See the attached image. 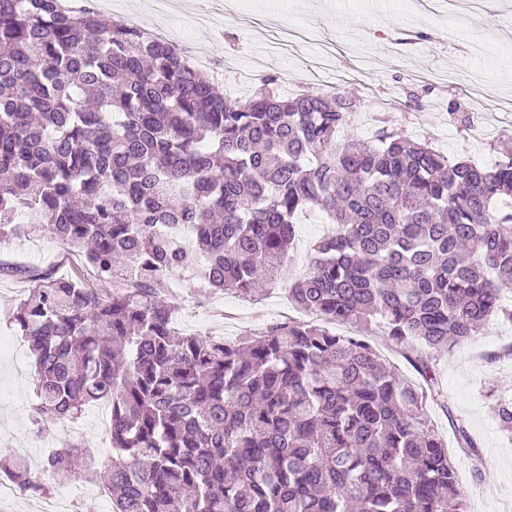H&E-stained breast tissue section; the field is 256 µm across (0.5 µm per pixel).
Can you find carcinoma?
I'll use <instances>...</instances> for the list:
<instances>
[{
    "label": "carcinoma",
    "mask_w": 512,
    "mask_h": 512,
    "mask_svg": "<svg viewBox=\"0 0 512 512\" xmlns=\"http://www.w3.org/2000/svg\"><path fill=\"white\" fill-rule=\"evenodd\" d=\"M353 102L284 96L269 75L218 92L168 42L61 0H0V243L39 224L103 284L35 274L13 320L47 420L110 407L112 466L80 469L63 443L31 468L105 486L113 512H463L448 448L425 418L442 397L434 353L467 343L512 288V152L490 167L379 126L347 132ZM448 118L467 130L460 105ZM317 208L290 300L318 321L232 341L178 336L168 276L202 294L273 286ZM378 322L426 387L362 336ZM512 431V396L494 406ZM308 215H319L322 221L319 224H309L306 218ZM298 224V234L294 250L290 252V266L287 273L289 277H295L302 273L308 267V260L310 256V246L318 240L323 234L331 227L325 224L322 213L319 210H311L305 213Z\"/></svg>",
    "instance_id": "obj_1"
}]
</instances>
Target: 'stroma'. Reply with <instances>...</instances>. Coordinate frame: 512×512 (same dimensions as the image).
Instances as JSON below:
<instances>
[{"label": "stroma", "mask_w": 512, "mask_h": 512, "mask_svg": "<svg viewBox=\"0 0 512 512\" xmlns=\"http://www.w3.org/2000/svg\"><path fill=\"white\" fill-rule=\"evenodd\" d=\"M185 0L178 20L158 14L152 0H112L113 18L173 39H185L187 53L252 67L256 77L277 76L280 85L345 94L356 103L349 132L373 135L375 119L418 140L424 128L436 132L435 145L452 159L493 165L503 137H512V112L497 110L512 99V0H452L436 10L399 0H252L243 16L239 0ZM418 94L422 109L409 106ZM473 115L467 131H449L448 103ZM56 277L83 275L76 252L45 235L30 234L0 245V338L13 346L0 350V452L39 466L62 441H81L88 468L112 463L109 409L87 406L75 421L36 423L33 361L12 314L34 283L31 273ZM182 302L174 328L184 334L235 339L261 331L271 322L300 319L288 298L287 283L255 298L218 292L200 295L186 273L166 282ZM512 324L487 322L476 340L439 352L438 381L447 409L424 408L452 459L465 512H512V433L494 416L498 391L512 390ZM474 438L478 456L459 451L456 427Z\"/></svg>", "instance_id": "35a3bbf8"}]
</instances>
